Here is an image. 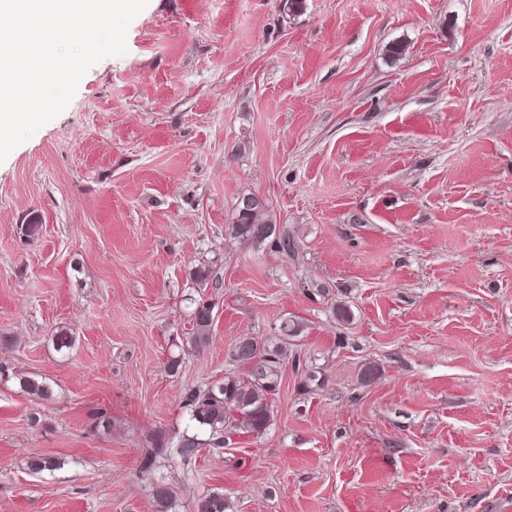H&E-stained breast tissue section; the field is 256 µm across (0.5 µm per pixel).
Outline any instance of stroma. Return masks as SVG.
<instances>
[{
	"label": "stroma",
	"mask_w": 512,
	"mask_h": 512,
	"mask_svg": "<svg viewBox=\"0 0 512 512\" xmlns=\"http://www.w3.org/2000/svg\"><path fill=\"white\" fill-rule=\"evenodd\" d=\"M126 46L0 163V512H512V0H149ZM252 194L295 254L233 236ZM292 315L321 387L184 461L186 394ZM215 306L206 301H199L191 314L190 333L187 344L190 350L200 351L210 342L215 315Z\"/></svg>",
	"instance_id": "obj_1"
}]
</instances>
